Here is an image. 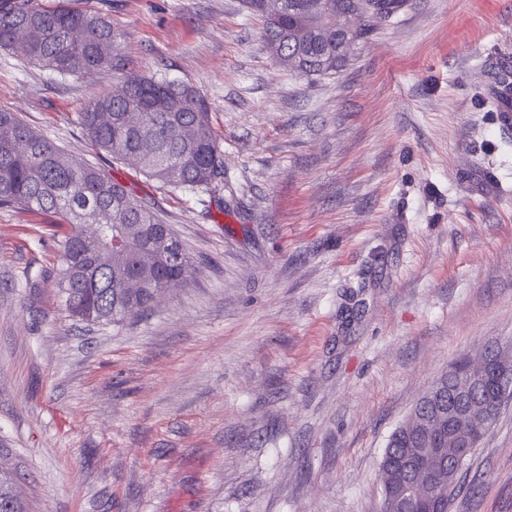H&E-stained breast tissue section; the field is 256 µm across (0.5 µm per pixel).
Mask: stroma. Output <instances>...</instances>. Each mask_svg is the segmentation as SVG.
I'll list each match as a JSON object with an SVG mask.
<instances>
[{"mask_svg":"<svg viewBox=\"0 0 512 512\" xmlns=\"http://www.w3.org/2000/svg\"><path fill=\"white\" fill-rule=\"evenodd\" d=\"M127 70L192 84L224 154L160 186L78 122L122 73L0 50V110L144 199L193 260L123 323L54 283L61 214L0 207V476L26 512H380L391 432L512 346V0H407L310 81L243 0H76ZM448 512H512V402Z\"/></svg>","mask_w":512,"mask_h":512,"instance_id":"stroma-1","label":"stroma"}]
</instances>
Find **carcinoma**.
<instances>
[{
  "mask_svg": "<svg viewBox=\"0 0 512 512\" xmlns=\"http://www.w3.org/2000/svg\"><path fill=\"white\" fill-rule=\"evenodd\" d=\"M244 2L263 20L268 45H277V60L316 79L335 74L348 61L330 23L352 14L356 36L362 39L406 0H383L379 10L370 7L372 0H283L275 18L267 12V0ZM19 38L30 62L59 75L124 68L113 53L111 23L73 8L68 0L49 9L32 0H0V48L14 47ZM79 123L93 146L116 161L136 160L146 176L164 186L207 189L223 175V154L208 105L189 84L127 72L116 93L87 104ZM16 205L60 212L71 224L59 244L56 285L65 309L79 321L120 323L150 306L157 293L177 287L192 269L185 253L176 265L162 263L149 245L158 220L141 199L96 167L71 162L16 113L0 111V207ZM124 277L142 287H118L117 280ZM500 387L499 378L489 377L479 401L494 405ZM415 447L402 425L390 435L379 467L382 512H398L394 499L406 480L388 461ZM456 494L455 484L436 485L417 512H448ZM0 512H23L3 479Z\"/></svg>",
  "mask_w": 512,
  "mask_h": 512,
  "instance_id": "obj_1",
  "label": "carcinoma"
}]
</instances>
